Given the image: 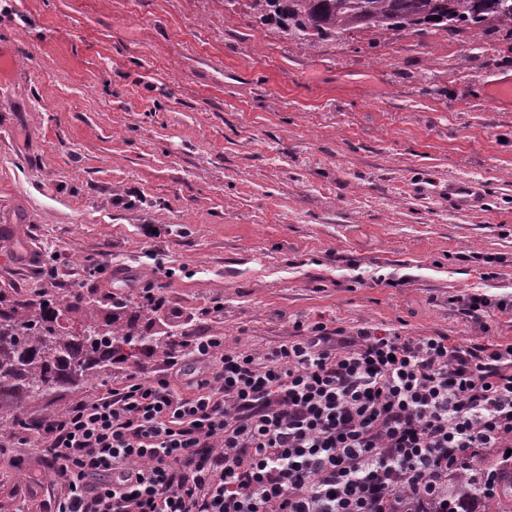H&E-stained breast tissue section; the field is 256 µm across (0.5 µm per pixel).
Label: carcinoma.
I'll return each mask as SVG.
<instances>
[{
	"mask_svg": "<svg viewBox=\"0 0 512 512\" xmlns=\"http://www.w3.org/2000/svg\"><path fill=\"white\" fill-rule=\"evenodd\" d=\"M248 6L257 21L276 24L308 48L366 29L455 32L483 30L491 22L512 30V0H249ZM87 306L78 292L56 301L0 305V426L30 424L33 401L84 386L116 358L131 360L143 349L176 343L172 334L132 332L123 308L78 332L59 323L65 313Z\"/></svg>",
	"mask_w": 512,
	"mask_h": 512,
	"instance_id": "obj_1",
	"label": "carcinoma"
}]
</instances>
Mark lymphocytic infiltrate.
Wrapping results in <instances>:
<instances>
[{"label":"lymphocytic infiltrate","mask_w":512,"mask_h":512,"mask_svg":"<svg viewBox=\"0 0 512 512\" xmlns=\"http://www.w3.org/2000/svg\"><path fill=\"white\" fill-rule=\"evenodd\" d=\"M296 328L179 342L164 374L32 423L17 442L43 446L50 512H487L512 483V343Z\"/></svg>","instance_id":"lymphocytic-infiltrate-1"}]
</instances>
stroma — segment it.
<instances>
[{
	"label": "stroma",
	"instance_id": "1",
	"mask_svg": "<svg viewBox=\"0 0 512 512\" xmlns=\"http://www.w3.org/2000/svg\"><path fill=\"white\" fill-rule=\"evenodd\" d=\"M0 46L16 61L0 81V298L82 293L98 309L67 313L74 327L119 295L137 332L229 349L298 321L512 343V314L477 323L450 302L512 300V103L486 94L512 79V30L367 29L304 50L246 0H7ZM452 181L479 206L449 204ZM104 252L164 307L88 276ZM162 359L140 351L30 415ZM8 454L23 467L0 463V512H47L41 448Z\"/></svg>",
	"mask_w": 512,
	"mask_h": 512
}]
</instances>
